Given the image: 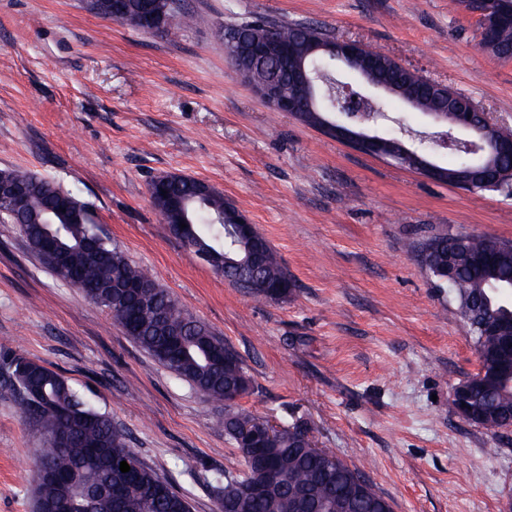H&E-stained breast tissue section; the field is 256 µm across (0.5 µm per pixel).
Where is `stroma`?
Here are the masks:
<instances>
[{
  "instance_id": "stroma-1",
  "label": "stroma",
  "mask_w": 512,
  "mask_h": 512,
  "mask_svg": "<svg viewBox=\"0 0 512 512\" xmlns=\"http://www.w3.org/2000/svg\"><path fill=\"white\" fill-rule=\"evenodd\" d=\"M190 20L150 33L83 0H0V169L50 178L101 232L244 360L238 407L308 424L394 512H507L512 429L458 418L473 342L417 264L443 232L512 239V193L468 192L351 149L272 111L231 64L225 29L303 23L383 52L472 98L512 129V60L479 47L455 0H187ZM166 173L214 186L269 241L296 288L270 302L233 287L169 231L149 196ZM61 373L131 448L218 512V473L240 455L222 409L160 365L0 223V360ZM39 439L0 379V512H33Z\"/></svg>"
}]
</instances>
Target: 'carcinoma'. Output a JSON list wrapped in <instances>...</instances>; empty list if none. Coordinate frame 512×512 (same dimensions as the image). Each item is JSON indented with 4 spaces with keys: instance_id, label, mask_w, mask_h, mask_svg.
Segmentation results:
<instances>
[{
    "instance_id": "cac0c4a2",
    "label": "carcinoma",
    "mask_w": 512,
    "mask_h": 512,
    "mask_svg": "<svg viewBox=\"0 0 512 512\" xmlns=\"http://www.w3.org/2000/svg\"><path fill=\"white\" fill-rule=\"evenodd\" d=\"M275 28L281 41L291 49L288 60H271L264 68L245 76L259 82L272 75L288 85V72L295 70L311 43L322 36L318 27L270 24L261 19L243 21L238 28L244 40H261L267 27ZM491 53L498 59L512 57V24L500 26L495 33ZM3 177L24 189L29 198L22 216L15 215L0 202V221L14 224L34 251L43 237L42 221L46 211L59 204L61 188L52 180L20 169H0ZM167 194L150 195L154 208L166 217L169 229L182 221L177 203L190 201L187 219L196 227L204 244L217 256L242 259L252 246L261 243L262 264L249 277L248 291L270 300L288 297L294 283L277 259L266 238L255 232L253 238H241L224 224H214L216 216L233 210L224 196L193 178L173 176L165 187ZM60 223V238L66 252V267L94 285L88 296L103 307L121 328L135 320L138 331L132 339L155 360L176 376L188 381L206 399L224 404V434L241 452L242 485L262 479V460L271 461L277 479L264 487L262 494L248 498L238 512H294V498L314 491L305 512H389L390 505L363 473L349 466L335 453L314 455L308 449L307 425L295 420L281 427L264 448L262 456L246 446L245 435L234 433L237 423L254 417L233 410L225 403L227 394L241 387L248 371L240 355L232 350L224 361L211 356L213 346L224 342L196 317L186 312L172 295L113 247L94 223L89 206L76 200ZM453 258L456 279L451 300L459 319L468 316L471 304L481 298L484 315L492 323H504L512 331V241L489 234L443 233L424 239L417 247V261L433 279L436 287H448V258ZM480 353L481 371L488 363L512 367V350L499 344V337L468 328ZM0 375L8 381L21 406L24 419L41 437L31 463L35 502L50 505L66 500L73 512H189L186 496L156 470L146 465L130 448L124 434L112 425L104 413L90 406L80 407L84 398L59 372L23 356H15L0 366ZM476 399L485 407L491 424L512 426V384L487 375L475 388ZM130 471L122 473L120 462ZM50 467L55 477L43 476ZM112 483L124 487L122 498L97 496L95 485Z\"/></svg>"
}]
</instances>
